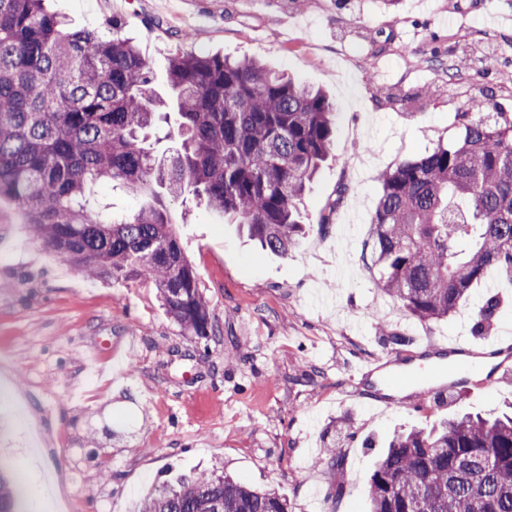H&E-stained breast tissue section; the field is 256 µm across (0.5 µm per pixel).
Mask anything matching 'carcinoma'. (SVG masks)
Listing matches in <instances>:
<instances>
[{
    "label": "carcinoma",
    "instance_id": "obj_1",
    "mask_svg": "<svg viewBox=\"0 0 512 512\" xmlns=\"http://www.w3.org/2000/svg\"><path fill=\"white\" fill-rule=\"evenodd\" d=\"M166 78L163 96L115 20L106 37L69 29L45 0H0V196L62 260L93 278L151 280L183 332L207 339L217 329L166 198L222 212L288 256L336 112L322 91L250 58L177 53ZM455 124V143L381 176L371 221L379 285L424 322L457 312L491 273L512 279V113L471 101ZM104 181L149 191L153 204L106 213L95 199ZM498 309L485 299L477 332ZM20 485L0 460V512H17ZM367 496L370 512H512V412L394 434ZM137 512H288V502L211 472Z\"/></svg>",
    "mask_w": 512,
    "mask_h": 512
}]
</instances>
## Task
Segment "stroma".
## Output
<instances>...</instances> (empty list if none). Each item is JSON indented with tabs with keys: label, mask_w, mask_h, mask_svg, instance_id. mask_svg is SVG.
Masks as SVG:
<instances>
[{
	"label": "stroma",
	"mask_w": 512,
	"mask_h": 512,
	"mask_svg": "<svg viewBox=\"0 0 512 512\" xmlns=\"http://www.w3.org/2000/svg\"><path fill=\"white\" fill-rule=\"evenodd\" d=\"M74 28L112 20L166 92L176 52L257 58L323 90L336 106L329 153L299 209L288 257L259 250L222 213L168 200L224 340L184 335L147 280H93L32 239L0 197V457L26 478L24 512H135L174 477L217 467L284 495L290 512H367L366 483L403 428L512 402V357L420 409L375 407L356 368L392 356L383 328L418 340L402 362L473 326L512 337V281L475 285L448 318L422 323L378 286L371 217L382 174L454 142L468 102L512 112V0H52ZM452 60L448 81L426 60ZM327 229H320L324 216ZM335 443L344 465L323 458Z\"/></svg>",
	"instance_id": "stroma-1"
}]
</instances>
